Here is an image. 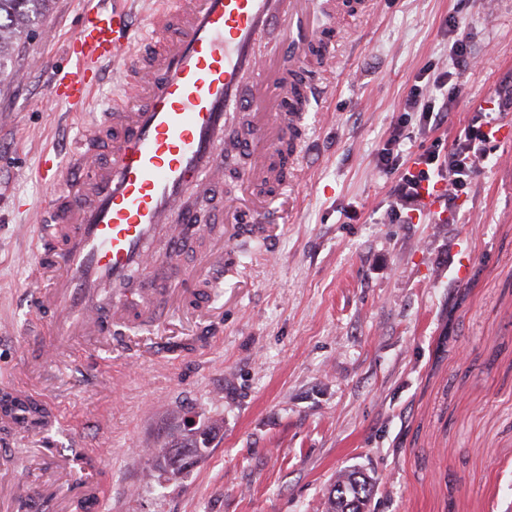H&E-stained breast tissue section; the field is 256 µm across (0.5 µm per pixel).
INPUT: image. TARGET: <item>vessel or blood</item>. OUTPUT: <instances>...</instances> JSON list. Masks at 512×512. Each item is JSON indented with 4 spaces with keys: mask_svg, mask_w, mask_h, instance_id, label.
Segmentation results:
<instances>
[{
    "mask_svg": "<svg viewBox=\"0 0 512 512\" xmlns=\"http://www.w3.org/2000/svg\"><path fill=\"white\" fill-rule=\"evenodd\" d=\"M127 7L82 10L73 66L56 69L51 90L79 123L67 157L47 151L37 175L63 190L35 206L30 279L36 284L40 360L62 364L80 348H126L131 324H161L167 299L150 286L176 266L197 224L199 202L224 181V144L234 114L277 103L272 125L236 144L253 155L244 183L273 179L255 142L282 140L302 115L284 112L286 70L316 41L313 19L335 26L334 0H156L144 30ZM118 74L121 97L96 102L103 71ZM223 251L193 279L208 295L224 281ZM99 487L78 488L76 512H103Z\"/></svg>",
    "mask_w": 512,
    "mask_h": 512,
    "instance_id": "obj_1",
    "label": "vessel or blood"
}]
</instances>
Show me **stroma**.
<instances>
[{"instance_id": "1", "label": "stroma", "mask_w": 512, "mask_h": 512, "mask_svg": "<svg viewBox=\"0 0 512 512\" xmlns=\"http://www.w3.org/2000/svg\"><path fill=\"white\" fill-rule=\"evenodd\" d=\"M336 34V62L310 102L276 206L272 245L225 238L229 270L208 319L173 317L140 344L153 355L87 349L65 365L27 364L29 243L52 185L41 152L73 137L49 75L84 0H52L0 76V389L51 402L40 435L0 432L62 512L74 480L99 483L105 512H326L330 485L357 468L373 512H512V133L490 140L456 211L443 199L402 213L376 153L416 75L445 65L448 32L478 64L460 78L447 123L409 121L410 158L450 146L477 104L512 81V0H367ZM210 435L173 477L147 449L187 429ZM83 448L88 472L52 465Z\"/></svg>"}]
</instances>
